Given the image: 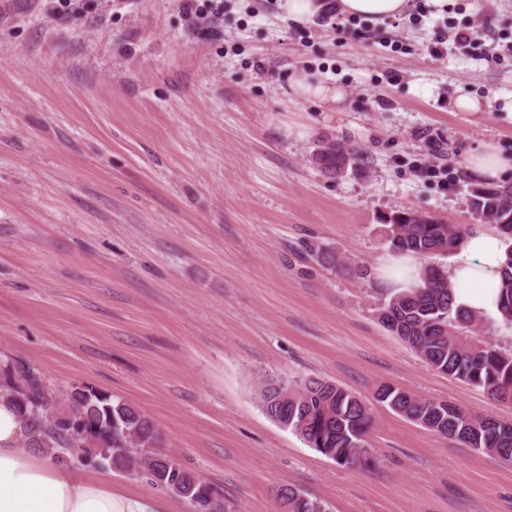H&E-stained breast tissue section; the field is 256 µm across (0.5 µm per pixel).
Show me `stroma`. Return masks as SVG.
I'll return each instance as SVG.
<instances>
[{"label": "stroma", "mask_w": 512, "mask_h": 512, "mask_svg": "<svg viewBox=\"0 0 512 512\" xmlns=\"http://www.w3.org/2000/svg\"><path fill=\"white\" fill-rule=\"evenodd\" d=\"M339 2L296 23L286 0H220L195 24L179 0H73L60 16L0 0V377L142 410L225 512H280L282 485L327 512H512V465L383 406L375 465L348 467L256 405L268 378L317 377L512 423V404L378 320L395 291L385 216L483 227L463 159L487 139L512 155V0H408L336 31ZM475 22L477 49L430 56L439 30ZM298 71L345 87L343 112L289 97ZM461 96L490 109L459 111ZM322 138L359 149L358 172L322 174ZM112 489L195 512L141 474Z\"/></svg>", "instance_id": "stroma-1"}]
</instances>
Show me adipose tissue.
<instances>
[{
	"instance_id": "ef3b65f1",
	"label": "adipose tissue",
	"mask_w": 512,
	"mask_h": 512,
	"mask_svg": "<svg viewBox=\"0 0 512 512\" xmlns=\"http://www.w3.org/2000/svg\"><path fill=\"white\" fill-rule=\"evenodd\" d=\"M292 96L340 111L342 87L300 72L290 83ZM482 180H495L512 170V157L492 141L482 143L464 160ZM504 250L498 237L471 234L448 270L454 300L464 308L498 315V269ZM23 423L15 408L0 400V512H159L152 497L114 493L110 484L81 477L73 462L23 447Z\"/></svg>"
}]
</instances>
